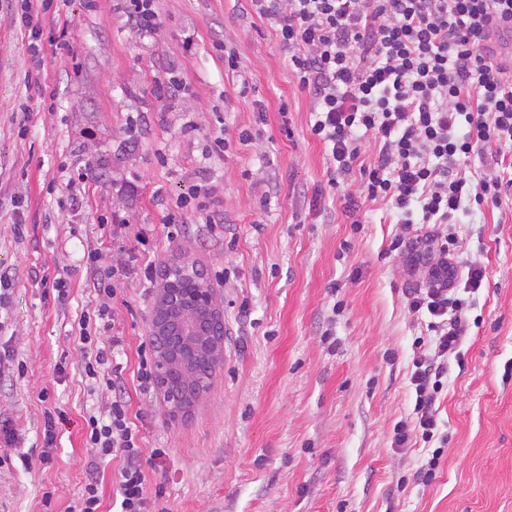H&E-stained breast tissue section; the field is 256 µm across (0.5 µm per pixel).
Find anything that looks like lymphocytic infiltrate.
I'll list each match as a JSON object with an SVG mask.
<instances>
[{
	"label": "lymphocytic infiltrate",
	"mask_w": 512,
	"mask_h": 512,
	"mask_svg": "<svg viewBox=\"0 0 512 512\" xmlns=\"http://www.w3.org/2000/svg\"><path fill=\"white\" fill-rule=\"evenodd\" d=\"M276 27L292 71L313 100L311 133L328 151L330 176L358 173L361 193L382 201L398 223L457 221L465 200L500 205L512 171L500 145L512 144V60H496L495 44L512 40V0H250ZM377 152L363 161L362 138ZM489 153L487 170L461 167ZM454 234L417 236L406 243L412 264H425L428 285L406 293L411 310L427 313L433 354L414 358L410 383L415 424L424 439L439 434L435 377L459 353L467 334L465 293L476 292L483 268L467 271L457 291L450 262ZM86 441L98 458L122 456L120 512H149L145 463L126 401L89 416Z\"/></svg>",
	"instance_id": "obj_1"
}]
</instances>
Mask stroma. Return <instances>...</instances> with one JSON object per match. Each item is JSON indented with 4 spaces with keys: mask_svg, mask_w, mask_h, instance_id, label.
I'll return each mask as SVG.
<instances>
[{
    "mask_svg": "<svg viewBox=\"0 0 512 512\" xmlns=\"http://www.w3.org/2000/svg\"><path fill=\"white\" fill-rule=\"evenodd\" d=\"M24 2L0 0V273L12 279L0 354L22 366L0 379V425L15 435L0 446V512H77L93 479L102 512H117L123 459L94 460L86 443L88 416L117 397L143 451H167L144 467L148 489L165 490L154 512H512V191L458 215L457 267L487 277L437 394L446 441L423 442L410 375L429 318L404 293L424 273L394 248L388 206L349 216L358 180L329 184L311 96L274 27L248 0H155L148 33L121 0H48L28 24ZM195 191L223 225L178 213ZM92 256L117 268L123 371L109 390L90 387L78 339L99 304ZM184 260L224 310V362L176 414L138 387L157 289L136 270ZM51 408L65 416L53 461L23 468L16 454L41 452Z\"/></svg>",
    "mask_w": 512,
    "mask_h": 512,
    "instance_id": "obj_1",
    "label": "stroma"
}]
</instances>
